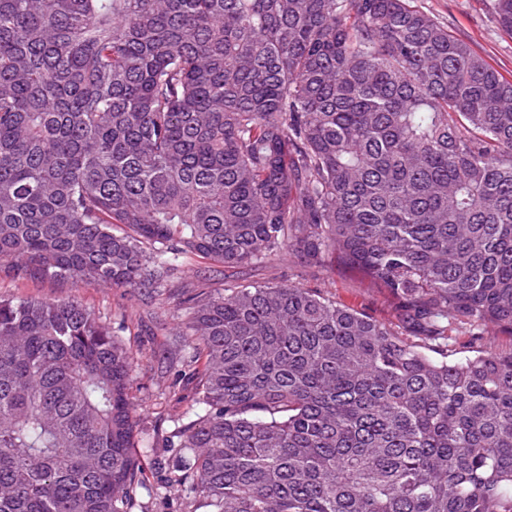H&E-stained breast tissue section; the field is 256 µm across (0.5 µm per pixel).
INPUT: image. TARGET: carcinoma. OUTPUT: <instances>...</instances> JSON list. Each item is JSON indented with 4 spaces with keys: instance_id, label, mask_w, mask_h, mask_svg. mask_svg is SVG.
Masks as SVG:
<instances>
[{
    "instance_id": "1",
    "label": "carcinoma",
    "mask_w": 512,
    "mask_h": 512,
    "mask_svg": "<svg viewBox=\"0 0 512 512\" xmlns=\"http://www.w3.org/2000/svg\"><path fill=\"white\" fill-rule=\"evenodd\" d=\"M512 32V0H495ZM180 291L191 512H512V80L417 0H0V276ZM467 355L448 358L460 351ZM139 358L0 295V512H135ZM235 277L259 284L281 282L300 283L305 287L318 286L343 305L362 310L381 322L394 318L393 302L362 273L346 268L336 261V254L325 258L317 270L294 264L289 256L237 270Z\"/></svg>"
}]
</instances>
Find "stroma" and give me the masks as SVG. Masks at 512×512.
Wrapping results in <instances>:
<instances>
[{
	"label": "stroma",
	"mask_w": 512,
	"mask_h": 512,
	"mask_svg": "<svg viewBox=\"0 0 512 512\" xmlns=\"http://www.w3.org/2000/svg\"><path fill=\"white\" fill-rule=\"evenodd\" d=\"M456 36L468 42L504 78L512 79V34L496 22L491 0H419ZM238 278L259 284L281 282L319 287L343 305L364 311L375 319L394 318L393 302L362 273L339 264L327 255L321 269L294 264L284 257L237 270ZM0 295L46 299H73L111 322L120 341L142 359L134 376V393L139 404L140 425L135 453L147 475L137 500L142 512H188L189 505L166 487L160 462L162 449L154 445V434L168 429L186 409L175 400L170 387L176 378L173 362V309L176 296L144 301L128 288L85 286L69 281L0 280Z\"/></svg>",
	"instance_id": "stroma-1"
}]
</instances>
